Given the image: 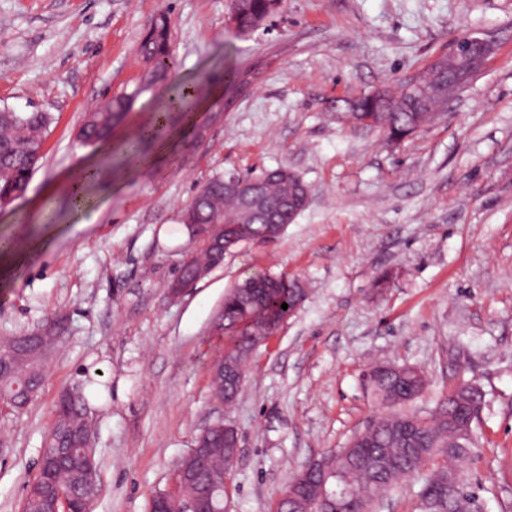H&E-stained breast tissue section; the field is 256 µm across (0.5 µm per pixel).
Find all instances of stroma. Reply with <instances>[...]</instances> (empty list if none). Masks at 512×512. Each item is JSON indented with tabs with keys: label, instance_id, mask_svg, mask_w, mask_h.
<instances>
[{
	"label": "stroma",
	"instance_id": "35a3bbf8",
	"mask_svg": "<svg viewBox=\"0 0 512 512\" xmlns=\"http://www.w3.org/2000/svg\"><path fill=\"white\" fill-rule=\"evenodd\" d=\"M229 0H0V108L51 113L26 193L0 207V337L55 317L64 338L36 399L0 408V512H22L62 392L83 386L97 486L89 512H149L178 461L217 419L239 433L224 512H270L311 456L338 450L380 409L363 372L419 367L428 412L458 381L481 386L478 446L459 468L475 512L512 506V0H281L233 34ZM169 19L177 68L153 81L139 45ZM495 40L485 68L400 144L336 110L424 70L457 38ZM240 83L225 88V66ZM202 84L193 129L169 115L160 141L116 167L83 145L90 112L133 94L113 143L147 123L172 83ZM102 167L89 204L66 187ZM288 166L307 208L274 242L226 254L190 294L169 283L189 249L180 211L211 178ZM299 280L303 304L252 353L219 406L213 324L252 273Z\"/></svg>",
	"mask_w": 512,
	"mask_h": 512
}]
</instances>
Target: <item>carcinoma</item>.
Wrapping results in <instances>:
<instances>
[{
    "instance_id": "carcinoma-1",
    "label": "carcinoma",
    "mask_w": 512,
    "mask_h": 512,
    "mask_svg": "<svg viewBox=\"0 0 512 512\" xmlns=\"http://www.w3.org/2000/svg\"><path fill=\"white\" fill-rule=\"evenodd\" d=\"M277 0H245L243 7L231 4L228 27L236 34L255 30V23L267 17ZM142 57L152 65V76L164 79L176 67L177 61L169 48V22L161 16L140 43ZM132 99L128 95L112 98L107 104L88 115L79 132L85 145L105 144L112 126L130 110ZM345 109L354 123L363 119L374 121L389 141L398 144L413 134L414 128L444 112L446 103L440 100L422 102L412 91L400 83V91L393 94L384 89L377 95L365 94L344 101ZM52 123V115L35 110L32 112H0V195L9 198L27 190L33 173L39 168L45 135ZM156 136L140 132L138 136L120 147L121 154L134 159L140 154L141 144ZM289 169L279 166L264 169L259 179V191L276 198H294L301 191L289 177ZM231 220L237 243L263 240L268 224H291L288 215L271 217L263 212L248 216L239 214L238 200L224 193V177L218 176L205 183L183 209L181 223L188 235H193L192 225L211 226L206 246L190 247V265L184 267L178 278L190 279L202 266H219L224 261V236L215 226ZM304 297L301 284L285 276L260 272L246 278L224 297V355L216 362L212 380L214 393L233 403L240 392L238 375L254 349L256 340L271 334L288 317L281 308L296 306ZM56 340L45 336L29 348L11 368L0 367V398L23 409L29 398L37 394L44 378V366ZM365 385L373 399L382 407L400 400L405 404L421 396L426 386L412 372L401 375L369 368L364 374ZM56 411L64 414V421L54 433L50 447L74 449L75 456L57 472V485L69 490L73 497L86 505L95 493L96 480H87L80 456L81 438L86 429L83 397L67 395L59 401ZM457 411L456 389L435 409L427 414L418 412H385L363 431L354 436V443L336 453V484L360 495L359 512H371L379 500L391 493L398 481L409 472L423 474L420 491L422 512H450L474 498L463 483L448 486V472L455 469L476 447L477 436L457 441L455 430L448 416ZM234 449L226 446L221 435H212L204 463L196 466L194 483L180 485L183 496L194 495L205 485L209 473L222 469L231 473ZM25 512H46L39 480L29 486Z\"/></svg>"
}]
</instances>
